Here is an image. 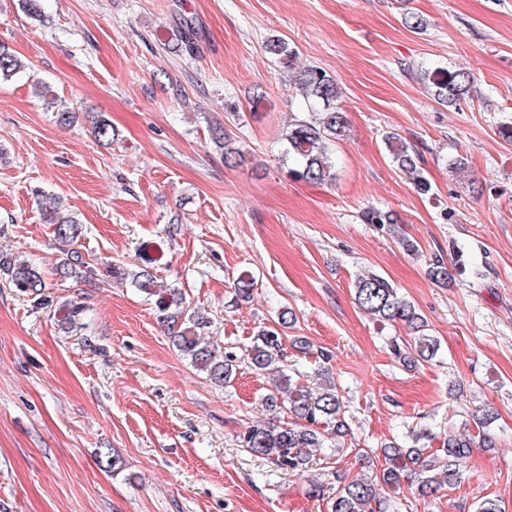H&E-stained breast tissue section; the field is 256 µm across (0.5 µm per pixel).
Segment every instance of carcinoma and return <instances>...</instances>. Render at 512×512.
Here are the masks:
<instances>
[{
    "mask_svg": "<svg viewBox=\"0 0 512 512\" xmlns=\"http://www.w3.org/2000/svg\"><path fill=\"white\" fill-rule=\"evenodd\" d=\"M265 51L277 59H292L296 51L280 37L266 41ZM28 69L22 59L8 46L0 43V81H9ZM421 81L432 89L436 103L457 106L466 100L471 88L469 74L450 72L436 68L423 70ZM297 84L303 97L302 109L293 113L284 137V158L293 168L290 173L297 179L310 183L328 184L336 179L329 158L336 143L344 137L347 118L339 102L342 96L339 79L328 71L308 66L297 75ZM92 134L103 145H110L115 131L103 116L91 119ZM215 147L224 153V161L236 159L239 150L232 146L224 127L210 130ZM387 150L397 168L412 175L415 186L428 191L422 175L420 155L409 143L395 136L385 138ZM41 211L47 223L54 226L56 240L64 246L75 244L83 236V227L77 218L64 212L59 201L47 198ZM0 270L5 271L15 288L27 294H39L46 288L42 270L28 259H17L0 254ZM60 280L71 278L90 281L94 269L87 265L76 250L67 251L66 258L55 268ZM427 275L435 283L448 282V266L436 257L428 260ZM112 276L131 279L144 293L155 297V308L160 322L166 326L173 345L189 357L194 367L205 373L214 383L230 382L236 358L232 354L218 353V346L207 339L210 318L202 311L189 309L181 289L156 287L152 271L141 268L127 270L112 268ZM355 301L361 309L382 322H402L418 332L414 353L404 352L395 346L393 351L404 363L414 366L431 360L439 349L436 337L424 332V320L415 305L399 295L398 290L384 276L369 273L355 282ZM289 311H283L278 322L260 330L254 337L247 353L251 368L257 372H276L278 379L274 390L265 395L266 403L288 414L290 421L252 424L238 435L239 446L248 453L271 461L280 469L301 470L311 461L314 453L325 447L326 434L338 438L348 435L344 418V395L336 382L314 391L301 382L300 373H286L278 363L283 355L281 327L288 324ZM493 435L482 429L473 434L464 430L459 435L444 440L441 452L426 453L424 447L406 448L389 443L381 448L384 467L370 478L348 479L345 474L336 475V488L329 495L330 512H375L379 503L378 486L398 487L403 480L414 478L418 495L435 496L443 487H457L466 479V459L471 450L492 448Z\"/></svg>",
    "mask_w": 512,
    "mask_h": 512,
    "instance_id": "carcinoma-1",
    "label": "carcinoma"
}]
</instances>
